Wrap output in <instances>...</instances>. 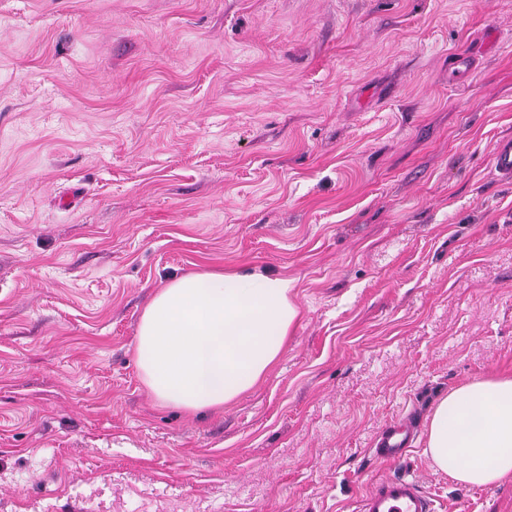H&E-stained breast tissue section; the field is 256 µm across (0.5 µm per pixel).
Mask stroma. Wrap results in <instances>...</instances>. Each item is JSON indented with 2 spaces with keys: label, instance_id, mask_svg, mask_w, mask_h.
Segmentation results:
<instances>
[{
  "label": "stroma",
  "instance_id": "1",
  "mask_svg": "<svg viewBox=\"0 0 512 512\" xmlns=\"http://www.w3.org/2000/svg\"><path fill=\"white\" fill-rule=\"evenodd\" d=\"M512 0H0V512H359L449 389L512 374ZM293 279L224 408L159 404L153 292ZM408 417L402 466L371 455ZM492 165L497 173L505 178H512V138L498 140L492 151Z\"/></svg>",
  "mask_w": 512,
  "mask_h": 512
}]
</instances>
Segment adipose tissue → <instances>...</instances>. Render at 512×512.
Segmentation results:
<instances>
[{"mask_svg":"<svg viewBox=\"0 0 512 512\" xmlns=\"http://www.w3.org/2000/svg\"><path fill=\"white\" fill-rule=\"evenodd\" d=\"M288 277L201 271L158 289L137 331L140 379L161 404L198 413L236 400L279 360L299 316ZM425 455L456 483L512 477V377L449 390L429 419Z\"/></svg>","mask_w":512,"mask_h":512,"instance_id":"ef3b65f1","label":"adipose tissue"}]
</instances>
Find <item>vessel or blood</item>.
Returning a JSON list of instances; mask_svg holds the SVG:
<instances>
[{
    "mask_svg": "<svg viewBox=\"0 0 512 512\" xmlns=\"http://www.w3.org/2000/svg\"><path fill=\"white\" fill-rule=\"evenodd\" d=\"M492 165L506 179L512 178V138L496 142ZM416 438L412 422L398 421L387 425L378 435L373 448L376 460L395 463L403 459ZM362 512H434L433 502L407 473L376 483L362 499Z\"/></svg>",
    "mask_w": 512,
    "mask_h": 512,
    "instance_id": "1",
    "label": "vessel or blood"
}]
</instances>
